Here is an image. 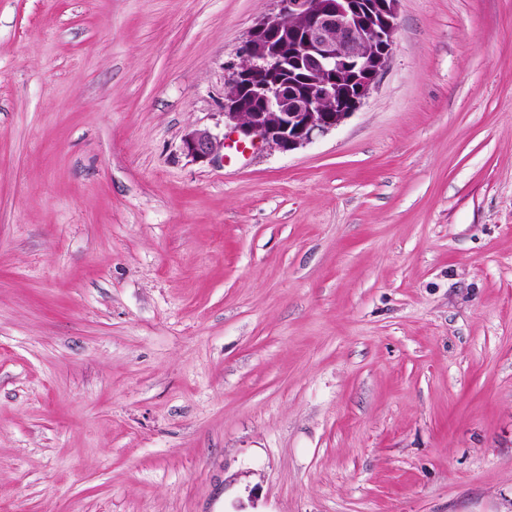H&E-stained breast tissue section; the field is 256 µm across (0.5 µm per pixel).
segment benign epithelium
<instances>
[{
  "label": "benign epithelium",
  "instance_id": "1",
  "mask_svg": "<svg viewBox=\"0 0 512 512\" xmlns=\"http://www.w3.org/2000/svg\"><path fill=\"white\" fill-rule=\"evenodd\" d=\"M275 11L249 32L224 97L218 135L195 128L182 151L212 162L227 139L281 152L303 147L340 125L378 82L391 56L398 0H275ZM310 85L287 92L285 71Z\"/></svg>",
  "mask_w": 512,
  "mask_h": 512
}]
</instances>
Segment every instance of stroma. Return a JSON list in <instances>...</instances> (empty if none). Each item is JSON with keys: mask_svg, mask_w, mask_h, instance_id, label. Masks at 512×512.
Instances as JSON below:
<instances>
[{"mask_svg": "<svg viewBox=\"0 0 512 512\" xmlns=\"http://www.w3.org/2000/svg\"><path fill=\"white\" fill-rule=\"evenodd\" d=\"M274 0H0V512H512V0L196 163Z\"/></svg>", "mask_w": 512, "mask_h": 512, "instance_id": "1", "label": "stroma"}]
</instances>
